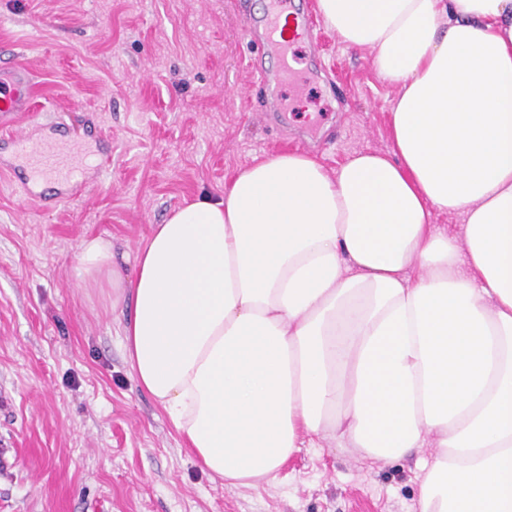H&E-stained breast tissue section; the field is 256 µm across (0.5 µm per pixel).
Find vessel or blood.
I'll return each instance as SVG.
<instances>
[{"label":"vessel or blood","instance_id":"1","mask_svg":"<svg viewBox=\"0 0 512 512\" xmlns=\"http://www.w3.org/2000/svg\"><path fill=\"white\" fill-rule=\"evenodd\" d=\"M243 34L247 40L263 39L279 52L277 71L264 70L258 61H251L259 87L270 96L269 111L278 109V89L282 79L294 71V61L288 55L289 40L277 14L257 21L247 19ZM34 84L29 73L20 68H0V129L10 132L14 160L0 162V173L9 177L23 176L28 197L37 203L53 198L61 203L82 192L89 182L87 170L78 164L82 142H71L55 135L42 136L36 130L14 134L19 116L32 111Z\"/></svg>","mask_w":512,"mask_h":512}]
</instances>
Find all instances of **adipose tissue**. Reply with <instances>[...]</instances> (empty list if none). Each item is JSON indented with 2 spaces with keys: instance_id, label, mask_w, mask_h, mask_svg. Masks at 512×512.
<instances>
[{
  "instance_id": "ef3b65f1",
  "label": "adipose tissue",
  "mask_w": 512,
  "mask_h": 512,
  "mask_svg": "<svg viewBox=\"0 0 512 512\" xmlns=\"http://www.w3.org/2000/svg\"><path fill=\"white\" fill-rule=\"evenodd\" d=\"M316 6L396 86L391 150L257 162L152 225L132 274L83 239L81 280L130 296L137 382L212 477L429 447L418 512H512V0Z\"/></svg>"
}]
</instances>
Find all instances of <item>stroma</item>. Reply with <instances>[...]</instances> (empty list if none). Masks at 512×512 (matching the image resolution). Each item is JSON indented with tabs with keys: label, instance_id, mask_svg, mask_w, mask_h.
Masks as SVG:
<instances>
[{
	"label": "stroma",
	"instance_id": "obj_1",
	"mask_svg": "<svg viewBox=\"0 0 512 512\" xmlns=\"http://www.w3.org/2000/svg\"><path fill=\"white\" fill-rule=\"evenodd\" d=\"M268 0H0V65L28 70L40 122L101 142L112 163L57 210L0 176V512H416L420 458L304 448L275 482L201 470L138 387L112 291L83 287L78 245L133 253L184 198L223 194L239 170L304 147L327 170L391 148L396 89L369 52L319 29L294 43L285 113L242 97L247 16Z\"/></svg>",
	"mask_w": 512,
	"mask_h": 512
}]
</instances>
